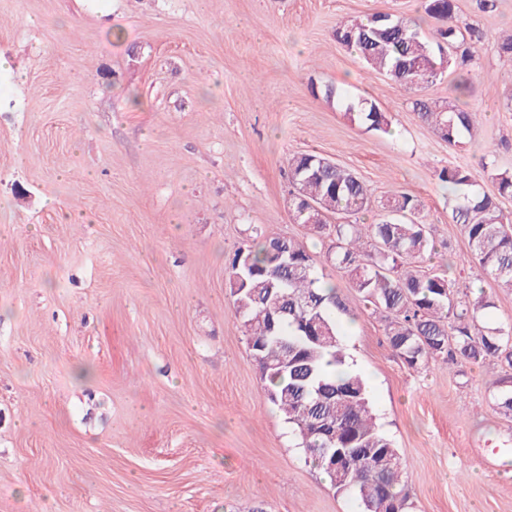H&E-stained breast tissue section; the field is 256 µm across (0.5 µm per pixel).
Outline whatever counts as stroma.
Segmentation results:
<instances>
[{
    "mask_svg": "<svg viewBox=\"0 0 512 512\" xmlns=\"http://www.w3.org/2000/svg\"><path fill=\"white\" fill-rule=\"evenodd\" d=\"M476 44L423 90L476 113L451 146L414 96L337 41V23L424 0H0V512H357L309 463L268 400L227 285L239 249L302 242L347 309L338 331L372 383L405 472L409 512H512V367L396 354L332 235L294 223L288 157L314 151L381 203L416 200L460 294L512 288L467 263L442 169L479 192L512 168V0H457ZM374 102L389 132L350 120Z\"/></svg>",
    "mask_w": 512,
    "mask_h": 512,
    "instance_id": "obj_1",
    "label": "stroma"
}]
</instances>
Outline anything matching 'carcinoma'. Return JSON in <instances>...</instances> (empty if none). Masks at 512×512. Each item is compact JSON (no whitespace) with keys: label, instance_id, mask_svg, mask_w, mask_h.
<instances>
[{"label":"carcinoma","instance_id":"carcinoma-1","mask_svg":"<svg viewBox=\"0 0 512 512\" xmlns=\"http://www.w3.org/2000/svg\"><path fill=\"white\" fill-rule=\"evenodd\" d=\"M425 12L442 23L444 55L416 23L396 16L387 25L376 22L375 13L341 24L336 39L405 91L416 93L445 68L463 69L474 59L465 46L456 0H427ZM418 65L429 71L420 83L412 70ZM346 110L370 129L388 126L373 103L351 100ZM413 110L450 145L471 133L476 119L449 101L440 105L417 99ZM288 169L292 184L319 205L317 211L294 216L315 233L327 230L329 215L356 216L371 206L365 182L339 165L321 164L316 153L293 155ZM438 178L455 193L452 219L468 240L471 259L499 286L512 288V215L475 189L469 170L444 168ZM495 180L499 196L512 197V170L496 173ZM387 207L399 215L374 224L333 225L336 251L331 261L350 272L366 307L381 315L392 348L411 368L443 356L473 362L500 358L512 365V323L480 324V316L492 307L484 294L462 301L446 272L422 273L409 265L434 250L426 226L415 219L413 197L394 194ZM321 282L306 247L284 237L267 239L256 251L245 249L244 259L235 256L229 266L230 295L262 369L266 395L292 427L299 447L337 492L359 502L361 512H405L397 449L376 423L367 380L350 366L340 341L337 315L346 308L335 288H323ZM327 365L344 369L343 375L326 371ZM339 452L346 455L344 467L332 470L329 460Z\"/></svg>","mask_w":512,"mask_h":512}]
</instances>
